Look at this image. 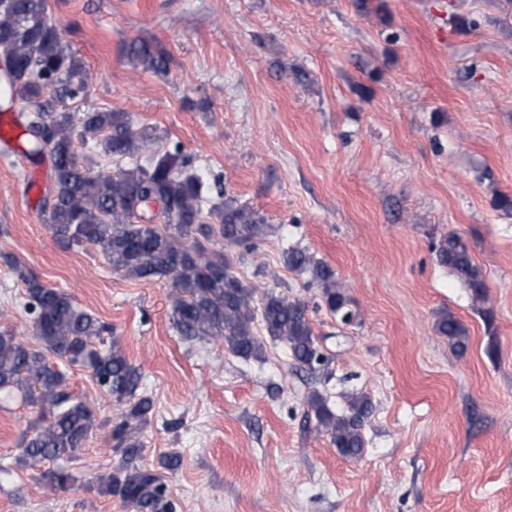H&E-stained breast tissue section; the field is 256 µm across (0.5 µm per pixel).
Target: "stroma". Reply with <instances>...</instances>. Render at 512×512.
Returning <instances> with one entry per match:
<instances>
[{
	"label": "stroma",
	"instance_id": "35a3bbf8",
	"mask_svg": "<svg viewBox=\"0 0 512 512\" xmlns=\"http://www.w3.org/2000/svg\"><path fill=\"white\" fill-rule=\"evenodd\" d=\"M49 15L92 76L66 101L74 118L120 110L134 127L180 144L225 197L271 224L233 270L245 283L302 299L332 359L330 381L296 367L263 338L244 360L222 342L185 341L166 280H130L97 251L65 248L29 203L49 161L0 144V330L38 342L26 290L11 267L73 297L112 325L142 373L155 413L141 462L165 472L177 512H512V19L502 0H48ZM477 18L457 31L451 15ZM134 40L168 59L156 73L123 53ZM469 243L485 300L433 246ZM307 248L335 271L355 313L343 324L307 275L283 263ZM468 330L456 355L435 323ZM71 392L98 427L52 491L16 463L34 408L0 402V512H131L87 489L117 461L110 432L125 411L84 368ZM344 411L367 393L363 456H341L305 414L312 390Z\"/></svg>",
	"mask_w": 512,
	"mask_h": 512
}]
</instances>
